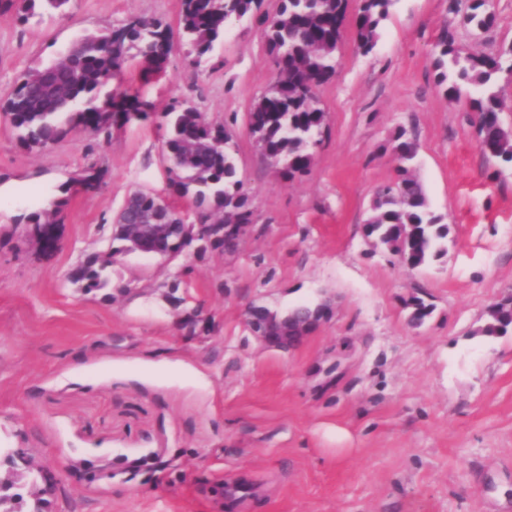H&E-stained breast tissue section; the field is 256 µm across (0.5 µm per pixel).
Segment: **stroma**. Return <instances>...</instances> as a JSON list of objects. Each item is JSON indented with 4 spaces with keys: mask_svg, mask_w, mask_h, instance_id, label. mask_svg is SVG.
Returning <instances> with one entry per match:
<instances>
[{
    "mask_svg": "<svg viewBox=\"0 0 512 512\" xmlns=\"http://www.w3.org/2000/svg\"><path fill=\"white\" fill-rule=\"evenodd\" d=\"M451 5L395 0L366 54L361 0H348L339 65L315 90L327 121L290 181L247 133L277 79L259 16L200 64L180 40L161 75L130 62L110 86L153 113L111 138L78 131L28 152L0 119V446L55 472L51 512H512V327L477 333L512 297V168L481 153L473 94L448 96L434 55L446 30L496 55L512 43V0H492L485 31ZM180 12L181 0L0 10V98L85 34L135 16L174 26ZM184 101L232 132L252 232L232 252L118 256L100 289L71 282L132 192L165 193L163 113ZM400 131L450 226L447 254L419 268L363 233L397 176ZM90 167L103 174L93 192L72 183ZM63 185L62 247L43 259L16 218ZM418 299L429 314L416 324ZM299 304L329 314L293 349L248 326L251 307Z\"/></svg>",
    "mask_w": 512,
    "mask_h": 512,
    "instance_id": "stroma-1",
    "label": "stroma"
}]
</instances>
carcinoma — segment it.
Instances as JSON below:
<instances>
[{
    "label": "carcinoma",
    "instance_id": "cac0c4a2",
    "mask_svg": "<svg viewBox=\"0 0 512 512\" xmlns=\"http://www.w3.org/2000/svg\"><path fill=\"white\" fill-rule=\"evenodd\" d=\"M69 0H0L1 9L21 4L22 18L38 7L60 9ZM394 0H363L355 18L359 47L368 53L378 38V27ZM490 0H472L461 23L475 29L490 27L494 13ZM347 5L341 0H280L277 11L264 17L267 48L278 71V79L252 104L248 125L258 134L262 154L290 180L306 173L314 159L317 136L326 124V112L318 106L312 88L336 73V53L343 38ZM259 9L257 0H182L179 34L195 57L193 64L223 39L228 24ZM174 31L156 19L131 17L104 33L86 34L74 41L57 61L24 71L7 99L0 104V117L13 129L19 145L27 151H42L73 131L81 130L110 138L112 128L125 124L134 112L141 120L151 115L152 105L124 92L102 93L109 78L128 62L138 60L145 78L165 71L172 51ZM439 83L455 74L479 93L473 100L478 112L479 142L491 146L490 156L502 166L512 167V128L503 126L501 92L493 75H512V44L494 56L454 45L442 34L435 45ZM166 136L163 160L169 191L192 201L194 224H211L216 238L211 244L224 246L220 231L226 224L224 201L234 198L242 181L234 155L225 146L226 127L209 121L194 105L183 102L163 113ZM399 161L395 181L380 190L373 214L365 225L376 246L391 251L411 268H418L446 253L449 225L429 206L413 162L414 142L399 134L395 140ZM63 202L51 201L27 217L37 228L62 224ZM112 252L96 255L71 273L74 283L87 290L108 284L106 270ZM482 336H495L512 326V302L488 308Z\"/></svg>",
    "mask_w": 512,
    "mask_h": 512
}]
</instances>
